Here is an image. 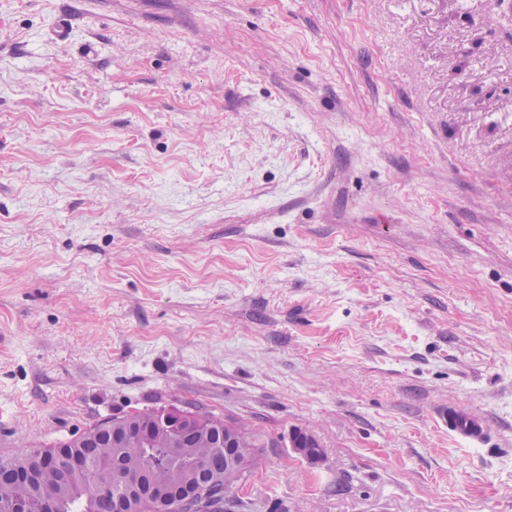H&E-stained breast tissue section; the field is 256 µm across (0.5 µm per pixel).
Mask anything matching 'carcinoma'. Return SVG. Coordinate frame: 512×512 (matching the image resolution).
I'll use <instances>...</instances> for the list:
<instances>
[{"mask_svg":"<svg viewBox=\"0 0 512 512\" xmlns=\"http://www.w3.org/2000/svg\"><path fill=\"white\" fill-rule=\"evenodd\" d=\"M160 422L155 412L112 418L70 441L0 458V512H16L23 496L33 509L52 501L54 512H116L120 499L125 501L123 512H156L153 497L121 482L127 475H143L170 496L169 512H229L231 501L224 490L239 478V448L224 446V421L176 435ZM66 452L81 455L85 469L71 473L64 464L41 462L44 453L62 461ZM20 470L30 474L25 491L15 484ZM104 479L112 480L109 498L93 493L95 481Z\"/></svg>","mask_w":512,"mask_h":512,"instance_id":"obj_1","label":"carcinoma"}]
</instances>
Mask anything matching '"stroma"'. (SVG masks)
<instances>
[{
    "instance_id": "35a3bbf8",
    "label": "stroma",
    "mask_w": 512,
    "mask_h": 512,
    "mask_svg": "<svg viewBox=\"0 0 512 512\" xmlns=\"http://www.w3.org/2000/svg\"><path fill=\"white\" fill-rule=\"evenodd\" d=\"M0 27V456L193 404L264 442L233 512H512V0ZM290 447L293 448L294 453L307 459L311 462H316L320 459V449L313 434L308 431H296L290 437ZM309 448H316L317 451L314 453L309 452Z\"/></svg>"
}]
</instances>
